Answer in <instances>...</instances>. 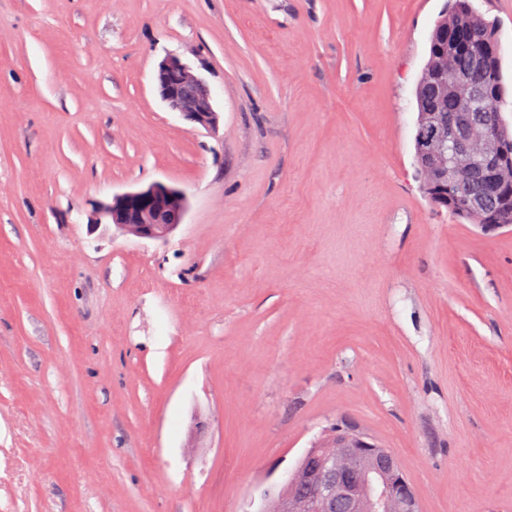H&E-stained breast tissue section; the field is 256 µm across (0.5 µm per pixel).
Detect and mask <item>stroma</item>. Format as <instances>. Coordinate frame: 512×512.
<instances>
[{
  "label": "stroma",
  "instance_id": "obj_1",
  "mask_svg": "<svg viewBox=\"0 0 512 512\" xmlns=\"http://www.w3.org/2000/svg\"><path fill=\"white\" fill-rule=\"evenodd\" d=\"M494 21L512 122V0ZM449 0H0V512H259L346 419L421 512H512V231L432 206ZM176 54L216 129L161 99ZM185 191L165 241L91 204Z\"/></svg>",
  "mask_w": 512,
  "mask_h": 512
}]
</instances>
